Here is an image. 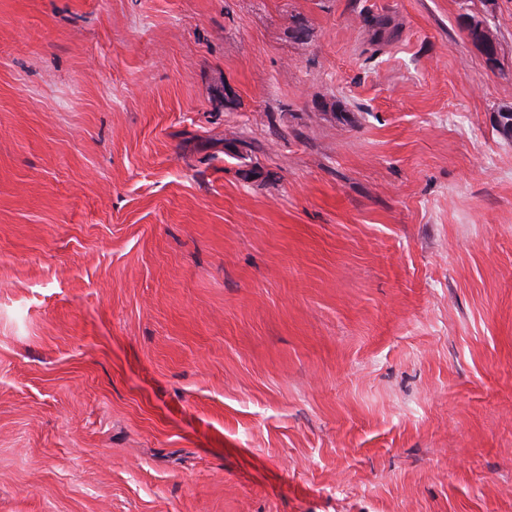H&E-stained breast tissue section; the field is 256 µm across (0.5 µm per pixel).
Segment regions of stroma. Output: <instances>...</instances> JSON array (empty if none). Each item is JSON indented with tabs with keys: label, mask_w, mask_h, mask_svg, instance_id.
I'll list each match as a JSON object with an SVG mask.
<instances>
[{
	"label": "stroma",
	"mask_w": 512,
	"mask_h": 512,
	"mask_svg": "<svg viewBox=\"0 0 512 512\" xmlns=\"http://www.w3.org/2000/svg\"><path fill=\"white\" fill-rule=\"evenodd\" d=\"M506 108L512 0H0V512H512Z\"/></svg>",
	"instance_id": "obj_1"
}]
</instances>
